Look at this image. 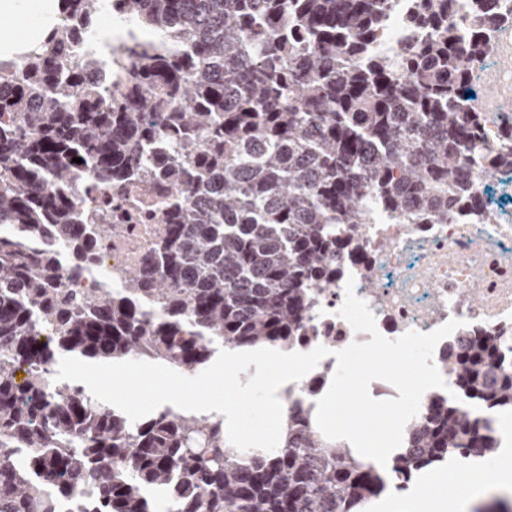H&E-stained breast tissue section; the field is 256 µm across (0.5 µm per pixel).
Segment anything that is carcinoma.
Masks as SVG:
<instances>
[{"instance_id":"1","label":"carcinoma","mask_w":512,"mask_h":512,"mask_svg":"<svg viewBox=\"0 0 512 512\" xmlns=\"http://www.w3.org/2000/svg\"><path fill=\"white\" fill-rule=\"evenodd\" d=\"M127 25L115 91L90 84L73 25L94 38L103 0H61L47 39L0 68V512H362L448 459L493 456L489 413L512 410V348L448 346L469 409L440 393L409 422L391 473L286 414L273 452L240 451L224 419L164 406L131 422L61 358L162 363L191 377L222 349L286 350L313 289L357 251L362 226L459 224L485 206L473 166L488 113L473 62L492 0H419L424 36L381 52L395 0H116ZM82 163L73 162V158ZM166 188L164 237L114 286L96 276L108 234L81 206ZM25 377L17 381L18 372ZM473 512H512L492 495Z\"/></svg>"}]
</instances>
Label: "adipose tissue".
I'll return each instance as SVG.
<instances>
[{
    "label": "adipose tissue",
    "instance_id": "ef3b65f1",
    "mask_svg": "<svg viewBox=\"0 0 512 512\" xmlns=\"http://www.w3.org/2000/svg\"><path fill=\"white\" fill-rule=\"evenodd\" d=\"M59 0H0V16L7 15L27 20L25 31L15 27H0V59L22 54L29 44L50 31ZM448 469L441 466L403 490L392 489L377 499L375 512H411L415 504H422L425 512H444L443 504L430 496L433 482L447 481Z\"/></svg>",
    "mask_w": 512,
    "mask_h": 512
}]
</instances>
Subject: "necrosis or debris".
<instances>
[{"label": "necrosis or debris", "mask_w": 512, "mask_h": 512, "mask_svg": "<svg viewBox=\"0 0 512 512\" xmlns=\"http://www.w3.org/2000/svg\"><path fill=\"white\" fill-rule=\"evenodd\" d=\"M487 55L472 73L482 97L496 111L512 110V29H488ZM157 198L124 190L111 209L92 210V220L111 227L108 242L97 254V265L120 282L125 270L137 265L162 232L161 225L144 222L156 212ZM363 261L345 264L336 282L320 289L310 315L304 350L329 349L321 368L336 362L335 351L371 336L358 333L337 311L345 297L347 279L376 317L378 331L395 339L410 330L424 333L459 320L460 326L438 350L464 347L475 335L501 337L512 345V224L480 212L467 224H368L362 232ZM481 295L478 305L462 308V295Z\"/></svg>", "instance_id": "obj_1"}]
</instances>
